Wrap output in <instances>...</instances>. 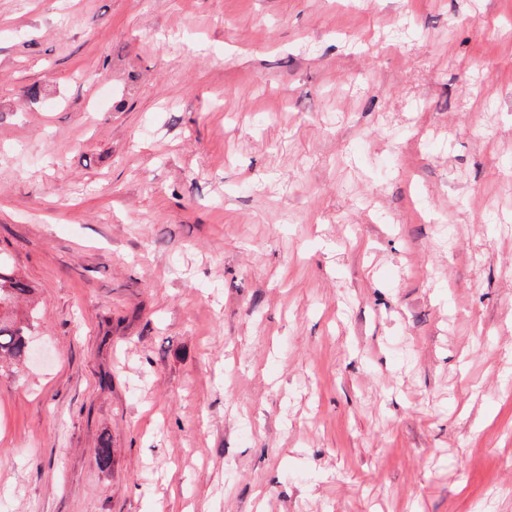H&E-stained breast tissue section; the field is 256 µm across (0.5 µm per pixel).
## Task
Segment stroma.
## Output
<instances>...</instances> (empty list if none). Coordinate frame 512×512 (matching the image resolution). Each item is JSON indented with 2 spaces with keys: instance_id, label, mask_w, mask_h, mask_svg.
Returning <instances> with one entry per match:
<instances>
[{
  "instance_id": "1",
  "label": "stroma",
  "mask_w": 512,
  "mask_h": 512,
  "mask_svg": "<svg viewBox=\"0 0 512 512\" xmlns=\"http://www.w3.org/2000/svg\"><path fill=\"white\" fill-rule=\"evenodd\" d=\"M0 261V512H512V0H0ZM30 292L21 280L17 279L8 267L0 262V308L11 304L15 298ZM27 336L24 325L15 321H4L0 317V369L27 357Z\"/></svg>"
}]
</instances>
